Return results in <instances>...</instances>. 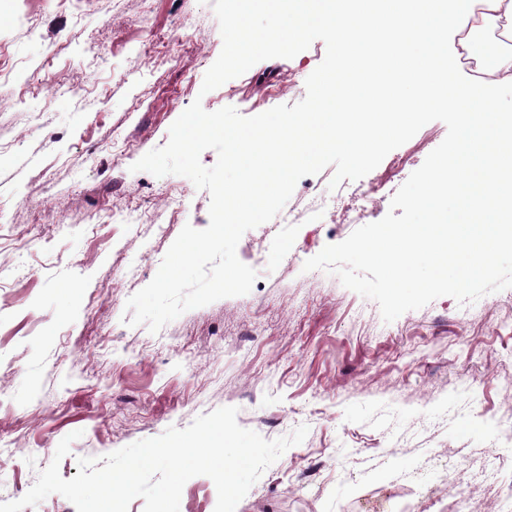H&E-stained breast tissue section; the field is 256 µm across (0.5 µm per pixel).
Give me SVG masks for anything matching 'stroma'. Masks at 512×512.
<instances>
[{
  "mask_svg": "<svg viewBox=\"0 0 512 512\" xmlns=\"http://www.w3.org/2000/svg\"><path fill=\"white\" fill-rule=\"evenodd\" d=\"M215 0H0V502L60 462L100 458L202 414L238 409L273 440L308 426L236 512H495L512 486V288L449 296L385 322L378 304L305 261L354 230L346 208L378 189L382 219L445 138L433 121L356 181L334 167L287 203L335 201L312 224L266 222L237 246L250 293L189 310L158 333L126 302L184 226L209 224L186 177L131 172L194 101L252 116L306 95L317 40L202 93L223 41ZM168 34L166 54L150 50ZM84 86L82 97L53 92ZM186 193L182 215L167 204ZM133 207L140 224H116ZM466 488L453 503L448 490Z\"/></svg>",
  "mask_w": 512,
  "mask_h": 512,
  "instance_id": "35a3bbf8",
  "label": "stroma"
}]
</instances>
